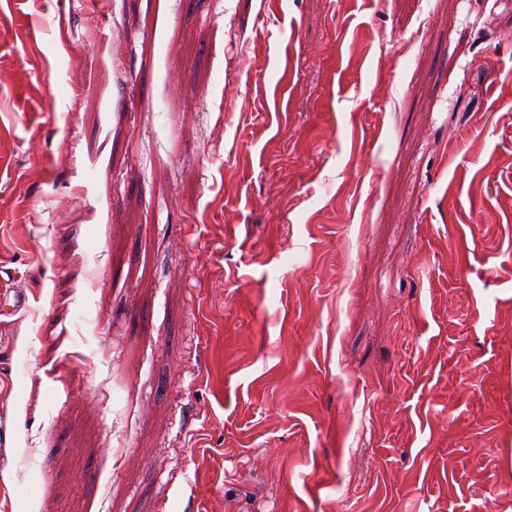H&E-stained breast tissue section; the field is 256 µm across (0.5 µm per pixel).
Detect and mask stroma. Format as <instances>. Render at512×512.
I'll return each mask as SVG.
<instances>
[{"label":"stroma","mask_w":512,"mask_h":512,"mask_svg":"<svg viewBox=\"0 0 512 512\" xmlns=\"http://www.w3.org/2000/svg\"><path fill=\"white\" fill-rule=\"evenodd\" d=\"M0 512H512V0H0Z\"/></svg>","instance_id":"stroma-1"}]
</instances>
